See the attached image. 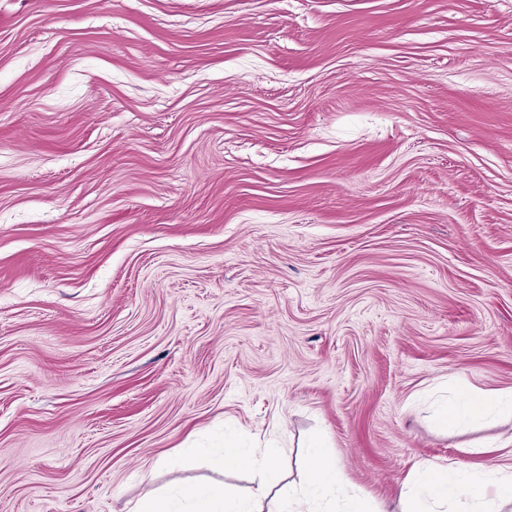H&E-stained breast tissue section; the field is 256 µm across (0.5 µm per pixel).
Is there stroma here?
I'll list each match as a JSON object with an SVG mask.
<instances>
[{"label":"stroma","mask_w":512,"mask_h":512,"mask_svg":"<svg viewBox=\"0 0 512 512\" xmlns=\"http://www.w3.org/2000/svg\"><path fill=\"white\" fill-rule=\"evenodd\" d=\"M512 391V0H0V512L485 462ZM511 417V391L479 392L467 387H461L453 399L441 405L436 412V419L445 430H453L489 418Z\"/></svg>","instance_id":"35a3bbf8"}]
</instances>
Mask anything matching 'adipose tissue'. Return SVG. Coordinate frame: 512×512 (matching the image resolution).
Here are the masks:
<instances>
[{
	"instance_id": "1",
	"label": "adipose tissue",
	"mask_w": 512,
	"mask_h": 512,
	"mask_svg": "<svg viewBox=\"0 0 512 512\" xmlns=\"http://www.w3.org/2000/svg\"><path fill=\"white\" fill-rule=\"evenodd\" d=\"M512 417V392H479L460 388L439 407L438 423L453 430L489 419ZM274 448L228 445L224 467L250 470L258 482L235 492L218 484L178 488L134 502L127 512H386L366 505L336 472L320 443H311L301 462L304 479L297 486H282L273 460ZM512 504V466L490 464L480 470L425 461L415 468L404 486L400 512H503Z\"/></svg>"
}]
</instances>
